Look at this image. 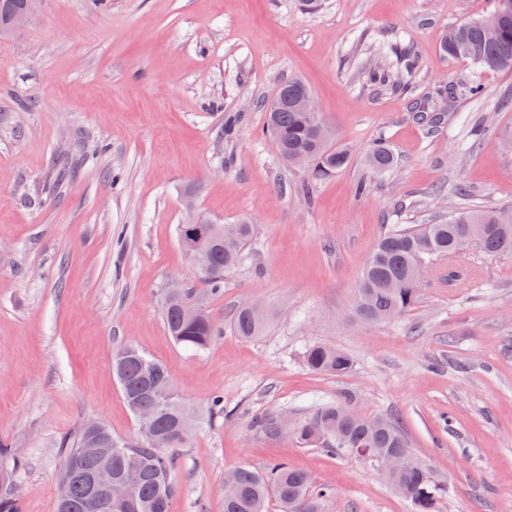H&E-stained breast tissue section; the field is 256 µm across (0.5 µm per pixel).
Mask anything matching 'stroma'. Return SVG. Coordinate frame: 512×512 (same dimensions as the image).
Here are the masks:
<instances>
[{
  "mask_svg": "<svg viewBox=\"0 0 512 512\" xmlns=\"http://www.w3.org/2000/svg\"><path fill=\"white\" fill-rule=\"evenodd\" d=\"M500 0H36L0 42V441L23 463L22 512H55L59 438L90 419L132 439L137 421L112 374L133 344L161 361L194 405L224 399L176 468L175 512H224V479L277 459L335 488L325 512H414L377 462L302 448L252 417L294 420L351 399L399 421L440 489V512H512V253L470 244L463 282L427 272L419 304L368 324L349 317L362 269L389 224H436L473 206L512 209V71L451 59L446 30ZM420 59L409 93L371 91L365 72ZM302 79L350 162L310 185L262 134L280 84ZM477 82L440 127L419 106ZM240 116L233 137L224 116ZM384 137L396 166L371 177ZM370 183L359 196V181ZM470 187L466 198L454 193ZM308 184V183H307ZM254 238L203 305L224 334L195 353L167 333L171 275L198 282L179 241L184 202ZM263 300L264 334L235 336L236 310ZM316 342L354 368L309 370ZM484 94V89L478 83L452 84L440 88L437 92V96L444 103H448V107L460 97H481Z\"/></svg>",
  "mask_w": 512,
  "mask_h": 512,
  "instance_id": "35a3bbf8",
  "label": "stroma"
}]
</instances>
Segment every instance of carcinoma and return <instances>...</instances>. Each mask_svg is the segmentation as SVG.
<instances>
[{
    "mask_svg": "<svg viewBox=\"0 0 512 512\" xmlns=\"http://www.w3.org/2000/svg\"><path fill=\"white\" fill-rule=\"evenodd\" d=\"M23 0H0V38L14 29L13 17L22 9ZM442 50L452 58H466L491 69L512 70V17L496 24L478 19L458 25L446 35ZM391 52L401 76L385 68H372L367 80L377 89L409 91L411 79L419 70L418 58L405 46L395 44ZM308 86L299 79L283 83L267 107L266 134L277 144L281 160L290 165L297 155L307 157L310 183L326 180L347 166L349 153L331 145V134L319 114L300 110L294 99ZM478 83L445 86L437 96L448 104L460 97H481ZM368 163L377 174L390 171L395 163L390 149L381 141L369 151ZM254 236V225L246 219L234 224H214L208 237L198 243L203 257V283L210 294L219 293L224 272L242 259ZM475 238L489 254L512 252V212L464 209L439 224H390L380 237L359 283L352 315L364 322H376L401 316L419 301L424 283L415 279L421 265H434L461 254L460 243ZM197 289L192 286L167 289L162 302L164 322L169 336L186 349H207L223 330L213 317L196 305ZM260 306L247 303L237 309L233 320L236 335L252 339L260 336L268 316L257 315ZM304 361L314 372L344 376L354 366L351 355L334 346L315 343L304 352ZM112 373L123 398L144 436L125 440L110 429L99 434L100 452L84 455L88 431L80 426L62 435L58 450L62 468L57 480V512H173L180 493L175 474L176 452L188 446L193 433L204 421L222 411L215 398L207 407L185 403L174 388L167 368L134 345H123L112 355ZM351 406L322 404L291 431L299 446L330 448L352 454L369 449L368 457L378 458L377 450L410 453L405 435L394 420L357 415L350 419ZM11 453L0 448V512H19L20 500L8 493L14 480L13 470L2 465ZM102 468L112 469V479L126 482L122 499L112 501V510L94 507L89 500V478ZM402 480L410 487L415 512H439V488L429 473L414 458H409ZM334 493L327 485L312 486L307 474L273 461L262 469L239 467L225 480L224 512H266L273 495L281 512H323V502Z\"/></svg>",
    "mask_w": 512,
    "mask_h": 512,
    "instance_id": "1",
    "label": "carcinoma"
}]
</instances>
